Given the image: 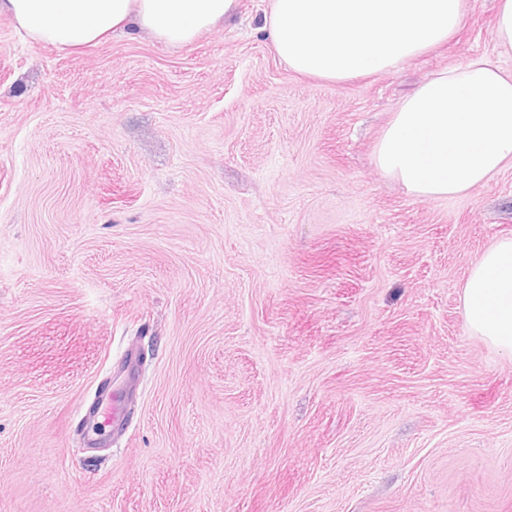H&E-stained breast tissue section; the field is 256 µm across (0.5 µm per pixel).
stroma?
Wrapping results in <instances>:
<instances>
[{
    "instance_id": "obj_1",
    "label": "stroma",
    "mask_w": 512,
    "mask_h": 512,
    "mask_svg": "<svg viewBox=\"0 0 512 512\" xmlns=\"http://www.w3.org/2000/svg\"><path fill=\"white\" fill-rule=\"evenodd\" d=\"M264 7L73 54L0 17V512H512V357L460 301L512 166L424 201L372 163L431 74L512 70L494 0L345 82Z\"/></svg>"
}]
</instances>
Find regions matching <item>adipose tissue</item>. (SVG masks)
I'll list each match as a JSON object with an SVG mask.
<instances>
[{
	"instance_id": "adipose-tissue-1",
	"label": "adipose tissue",
	"mask_w": 512,
	"mask_h": 512,
	"mask_svg": "<svg viewBox=\"0 0 512 512\" xmlns=\"http://www.w3.org/2000/svg\"><path fill=\"white\" fill-rule=\"evenodd\" d=\"M238 0H0L32 41L76 52L139 30L170 46L232 19ZM376 167L422 200L468 194L512 165V70L478 55L426 79L396 106L377 140ZM461 302L465 324L512 356V238L473 263Z\"/></svg>"
}]
</instances>
